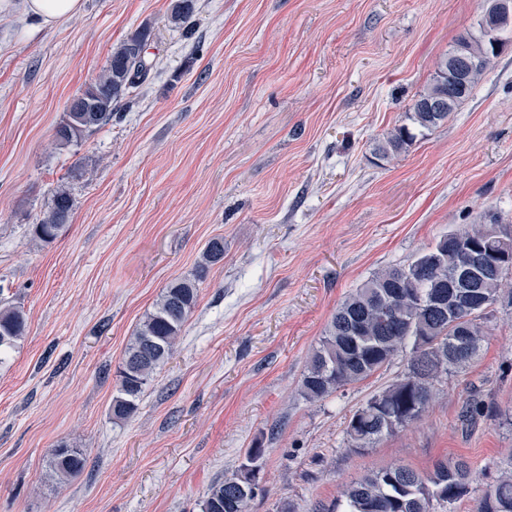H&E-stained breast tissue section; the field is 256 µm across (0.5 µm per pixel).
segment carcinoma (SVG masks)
<instances>
[{"mask_svg": "<svg viewBox=\"0 0 512 512\" xmlns=\"http://www.w3.org/2000/svg\"><path fill=\"white\" fill-rule=\"evenodd\" d=\"M511 26L512 20L506 21L491 38L481 17L460 36L453 49L465 47L469 65L464 82L446 83L442 72L448 59H443L433 82L414 99L408 113L410 125L391 132L379 147L380 155L408 150L416 139L412 129L422 133L447 120L493 65L499 56L493 41L505 44L502 33ZM148 39L149 32L143 29L112 51L103 74L82 91L87 111H67L57 125L55 137L60 144L69 145L112 121L116 106L148 77L150 66L144 60ZM445 93L451 96V104L435 112L425 109L430 100ZM74 206L69 192L56 191L45 217L34 225L33 237L43 243L55 240ZM486 229L485 224H473L448 233L411 263L376 273L337 308L302 375L300 393L305 400L320 401L368 378L398 354L408 355L404 377L373 394L351 416L346 435L353 448H371L419 419L433 399L435 382L466 370L478 357L487 336L483 314L501 301L503 290L512 293V234L491 236ZM468 246L485 252L492 269L476 287L458 291L454 277ZM222 259L224 239L214 238L199 269ZM200 281L199 275L170 281L139 323L116 371L113 419L126 420L136 413L145 387L172 355L198 303ZM451 295L467 309V322L456 323L447 311L433 305L434 300ZM24 332L23 313L15 307L0 308V361ZM265 452L259 443L248 449L234 475L209 487L201 512H248L259 489ZM87 463L84 449L61 443L50 450L47 478L62 482L83 472ZM472 481V470L461 459L440 461L425 476L408 467L384 468L345 486L343 512H432L433 503L452 505L466 495ZM473 512H512V471L485 486Z\"/></svg>", "mask_w": 512, "mask_h": 512, "instance_id": "1", "label": "carcinoma"}]
</instances>
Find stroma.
<instances>
[{"label":"stroma","mask_w":512,"mask_h":512,"mask_svg":"<svg viewBox=\"0 0 512 512\" xmlns=\"http://www.w3.org/2000/svg\"><path fill=\"white\" fill-rule=\"evenodd\" d=\"M83 0L46 27L23 0L0 15V304L26 330L0 363V512H198L210 485L263 444L249 512H317L360 476L433 471L448 458L483 483L512 470V306H494L465 371L427 412L352 449V413L400 380L399 354L311 403L308 356L375 273L448 232L512 226V42L472 95L408 151L381 157L417 94L486 0ZM147 80L111 123L68 146L70 100L141 28ZM59 236L31 228L57 190ZM224 240L172 357L136 413L112 418L116 367L161 291ZM86 469L45 480L50 448ZM74 199L65 190L56 191L51 199L45 217L33 227V237L40 242L50 243L68 224L74 210Z\"/></svg>","instance_id":"obj_1"}]
</instances>
